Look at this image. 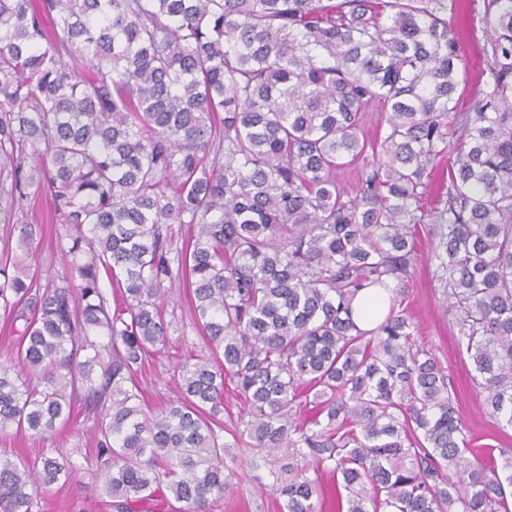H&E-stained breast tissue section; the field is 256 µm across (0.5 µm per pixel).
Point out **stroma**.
<instances>
[{
	"instance_id": "obj_1",
	"label": "stroma",
	"mask_w": 512,
	"mask_h": 512,
	"mask_svg": "<svg viewBox=\"0 0 512 512\" xmlns=\"http://www.w3.org/2000/svg\"><path fill=\"white\" fill-rule=\"evenodd\" d=\"M450 25L461 36V50L470 67L484 68L487 58L483 47L490 37L489 30L481 25L471 26L465 7L451 18ZM49 211L50 199L44 195L23 203L15 213L16 220L45 226L39 243L27 258L31 271L38 273L45 283L61 280L68 270L60 251L65 243V228L48 223ZM437 232L435 216L426 217L419 227L417 256L405 281L402 305L414 326L417 345L430 351L443 367L472 447L512 452V427L487 413L484 395L473 379V367L467 356L458 351V313L438 278L437 263L432 258L439 242ZM163 312L169 335L160 353L143 367L138 377L149 413L158 412L175 400L179 365L208 352L203 338L191 327L192 312L182 281L172 283L163 299ZM245 411L242 398L227 392L218 419L226 432L224 464L228 488L223 498L212 504L211 512H281L283 500L273 487L271 466L264 452L233 441L232 432ZM97 441L94 417L79 400L74 404L70 421L57 426L46 437L36 438L13 429L0 433V456L33 460L47 454L76 463L78 471L67 484L56 483L39 490L34 512H111L108 496L99 490Z\"/></svg>"
}]
</instances>
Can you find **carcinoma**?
<instances>
[{"label":"carcinoma","instance_id":"1","mask_svg":"<svg viewBox=\"0 0 512 512\" xmlns=\"http://www.w3.org/2000/svg\"><path fill=\"white\" fill-rule=\"evenodd\" d=\"M454 10L0 0V200L10 215L49 195L69 267L50 286L23 264L38 224L0 246L21 369L0 366V431L46 435L82 395L112 512L165 490L208 512L228 486L217 415L230 381L248 405L234 440L312 461L275 479L285 512H315L322 469L341 477L339 512H512V455L468 461L447 378L406 312L390 304L369 331L353 321L359 291L398 296L430 176L456 155L434 257L458 347L512 426V0L475 13L493 37L469 107ZM66 46L87 66L67 65ZM369 106L388 110L387 130L347 198L336 172L363 155ZM176 224L195 228L182 245ZM182 277L216 359L181 365L176 400L148 416L135 375L168 336L161 293ZM77 470L0 457V512H33L41 487Z\"/></svg>","mask_w":512,"mask_h":512}]
</instances>
